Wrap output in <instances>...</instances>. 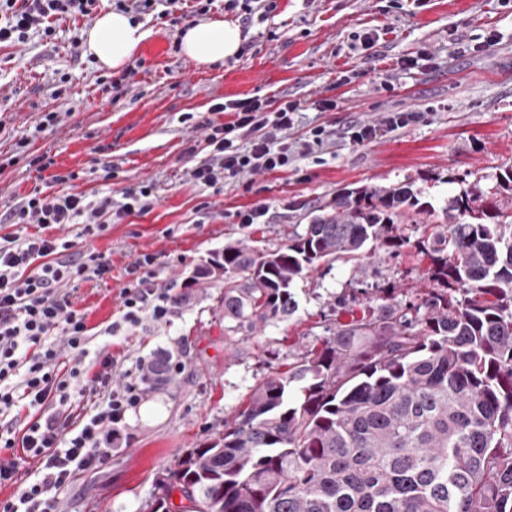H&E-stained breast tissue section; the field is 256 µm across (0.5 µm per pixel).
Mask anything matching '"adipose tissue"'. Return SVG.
Instances as JSON below:
<instances>
[{
	"label": "adipose tissue",
	"instance_id": "adipose-tissue-1",
	"mask_svg": "<svg viewBox=\"0 0 512 512\" xmlns=\"http://www.w3.org/2000/svg\"><path fill=\"white\" fill-rule=\"evenodd\" d=\"M145 37L141 25L131 23L129 16L122 12L108 9L85 32L84 53L98 67L117 71L129 63ZM243 40L238 25L203 19L182 32L180 46L185 56L198 63L221 65L238 55Z\"/></svg>",
	"mask_w": 512,
	"mask_h": 512
}]
</instances>
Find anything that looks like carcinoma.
I'll use <instances>...</instances> for the list:
<instances>
[{"label":"carcinoma","instance_id":"1","mask_svg":"<svg viewBox=\"0 0 512 512\" xmlns=\"http://www.w3.org/2000/svg\"><path fill=\"white\" fill-rule=\"evenodd\" d=\"M277 248L229 240L194 282L224 280V320L286 321L291 288L368 245L427 260L421 301L336 323L264 377L214 440L159 481L147 512H512V168L493 199L442 216L405 186L343 189ZM404 224H423L411 240ZM182 504L172 506L174 492Z\"/></svg>","mask_w":512,"mask_h":512}]
</instances>
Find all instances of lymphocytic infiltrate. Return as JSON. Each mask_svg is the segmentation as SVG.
<instances>
[{"label": "lymphocytic infiltrate", "instance_id": "lymphocytic-infiltrate-1", "mask_svg": "<svg viewBox=\"0 0 512 512\" xmlns=\"http://www.w3.org/2000/svg\"><path fill=\"white\" fill-rule=\"evenodd\" d=\"M95 0H0V42L26 41L30 34L51 35L63 16L90 15ZM232 122L211 127L209 156L193 172L206 186L220 179L286 168L288 131L299 102L281 100L269 107L257 99L231 102ZM151 186L90 200L79 193L32 195L6 214L18 233L0 237V488L14 487L0 512H61L59 495L83 471L97 470L112 458L123 438L126 413L142 396L138 380L113 384L119 363L101 359L89 372L82 361L92 336L85 312L72 300L75 283L103 277L107 259L80 249L79 239L99 236L113 214L148 210ZM39 225L36 234L21 226ZM80 225L78 238L60 234ZM156 255L145 254L130 268L120 292L123 313L104 335L115 336L147 323L167 322L175 304L168 289L157 287Z\"/></svg>", "mask_w": 512, "mask_h": 512}]
</instances>
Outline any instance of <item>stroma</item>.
<instances>
[{
	"instance_id": "35a3bbf8",
	"label": "stroma",
	"mask_w": 512,
	"mask_h": 512,
	"mask_svg": "<svg viewBox=\"0 0 512 512\" xmlns=\"http://www.w3.org/2000/svg\"><path fill=\"white\" fill-rule=\"evenodd\" d=\"M92 24L63 17L53 35L0 43V214L38 191L90 199L108 191L117 199L132 187H154L148 211L113 218L90 241L112 269L79 283L76 302L94 330L92 353L123 359L114 382L138 361L163 355L184 369L127 413L128 441L109 464L80 473L61 494L62 512H142L156 481L222 432L257 382L320 345L335 321L349 320L346 312L334 316L335 299L367 306L379 287L403 301L427 293V261L368 248L366 282L350 261L319 267L294 284L288 320L230 331L219 307L223 281H187L228 238L285 244L288 232L304 230L307 208L346 187L406 185L437 210L465 192L491 196L512 167V0H279L267 20L242 25L240 53L219 67L181 53L182 24L147 20L133 58L138 72L115 97L106 91L112 74L79 46ZM367 30L378 31L379 42L352 47L353 33ZM403 57L415 66L400 69ZM284 97L303 104L288 134L287 169L214 187L193 178L209 154L206 126L233 118L214 104ZM323 100L333 108L321 109ZM47 112L58 113V123L34 133ZM397 112L415 119L371 141L350 139L353 125ZM317 127L324 142L304 153ZM44 155L53 164L42 171L36 160ZM258 206L268 210L265 223H241L240 213ZM149 253L164 257L157 283L181 297L169 323L102 335L119 315L127 268Z\"/></svg>"
}]
</instances>
